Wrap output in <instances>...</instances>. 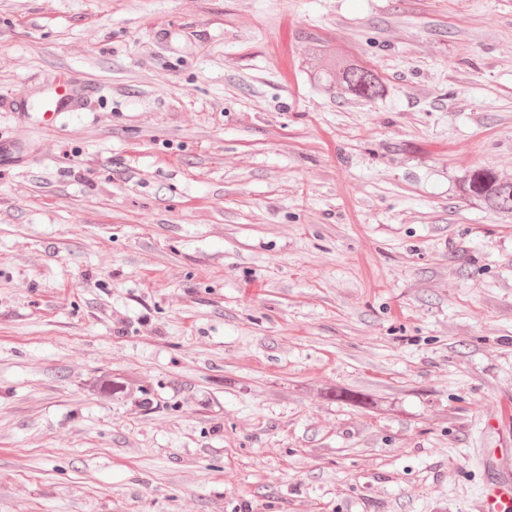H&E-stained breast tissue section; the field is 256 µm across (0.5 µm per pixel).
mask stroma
I'll return each instance as SVG.
<instances>
[{
  "label": "stroma",
  "instance_id": "obj_1",
  "mask_svg": "<svg viewBox=\"0 0 512 512\" xmlns=\"http://www.w3.org/2000/svg\"><path fill=\"white\" fill-rule=\"evenodd\" d=\"M477 169L512 181V0H0V512H475ZM326 75L339 80L349 94L362 100H374L384 91L382 78L374 68L335 60Z\"/></svg>",
  "mask_w": 512,
  "mask_h": 512
}]
</instances>
